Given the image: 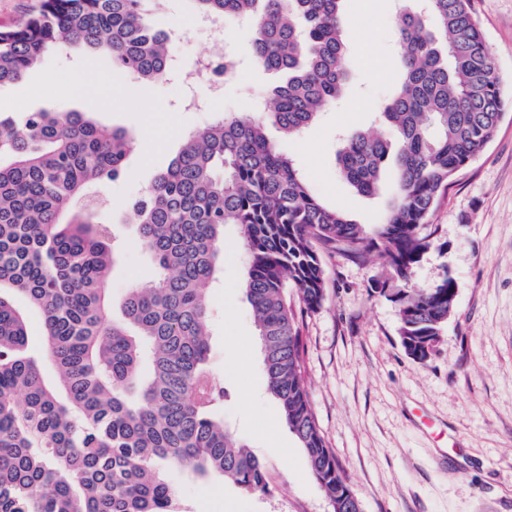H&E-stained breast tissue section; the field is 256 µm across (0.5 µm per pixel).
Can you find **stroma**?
<instances>
[{"mask_svg":"<svg viewBox=\"0 0 512 512\" xmlns=\"http://www.w3.org/2000/svg\"><path fill=\"white\" fill-rule=\"evenodd\" d=\"M398 3L347 0V101L322 112L301 137L267 129L315 197L364 225L379 220L395 177L386 172L377 196L357 194L339 173V135L368 126L397 86ZM472 16L495 58L504 116L421 229L431 245L414 270L413 288L432 289L448 274L458 284L456 307L429 359L413 360L401 344L398 308L390 299L399 283L382 253L367 262L322 254L326 299L317 310L297 314L311 404L361 512H512V0H472ZM148 20L178 33L172 49L182 68L211 47L189 0H167L165 11ZM252 35L250 26L227 22L224 51L238 60L241 77L225 81L218 96L204 82L145 84L129 75L113 85L103 80L112 71L109 57L76 54L53 56L21 82L0 88V112L79 110L104 125L140 132L143 143L124 173L98 188L122 242L109 284L113 298L155 279L134 226L120 221L124 208L167 166L185 133L222 113L252 111L276 83V75L250 63ZM189 96L202 99L203 108L184 111ZM245 261L237 225H225L224 274L210 301V368L228 391L219 406L224 423L263 463L268 490L251 494L180 469L170 475L177 502L182 512H333L268 390L254 313L239 287ZM242 361L248 364L243 372L237 369Z\"/></svg>","mask_w":512,"mask_h":512,"instance_id":"35a3bbf8","label":"stroma"}]
</instances>
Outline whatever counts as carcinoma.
I'll use <instances>...</instances> for the list:
<instances>
[{"instance_id":"obj_1","label":"carcinoma","mask_w":512,"mask_h":512,"mask_svg":"<svg viewBox=\"0 0 512 512\" xmlns=\"http://www.w3.org/2000/svg\"><path fill=\"white\" fill-rule=\"evenodd\" d=\"M162 0H39L0 29V87L59 52L108 55L147 83L169 74L168 34L147 21ZM203 16L253 27V63L285 80L256 117L224 115L185 136L178 154L125 211L156 279L111 301L119 249L96 187L119 177L140 133L87 112L0 113V512H179L166 471L190 467L264 493L263 464L224 426L227 391L208 359L209 293L224 273V225L248 261L241 288L261 340L268 389L331 501L359 503L317 423L302 372L288 289L325 301L319 249L364 260L383 249L404 284L402 342L440 335L453 306L447 275L409 287L430 242L422 225L442 192L493 139L503 87L471 0H428L397 27L399 84L381 107L384 130H353L337 161L347 183L374 196L396 169L394 198L366 227L312 196L269 124L299 136L345 94V0H192ZM43 320L30 353L17 297ZM51 362L49 381L42 361Z\"/></svg>"}]
</instances>
